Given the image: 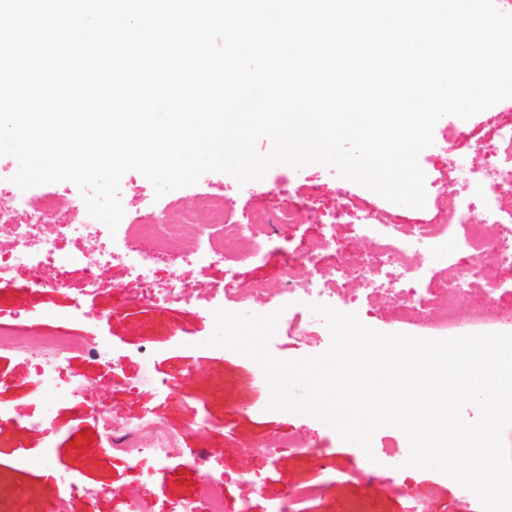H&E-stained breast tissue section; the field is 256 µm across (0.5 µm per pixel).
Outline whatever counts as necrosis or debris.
<instances>
[{
	"mask_svg": "<svg viewBox=\"0 0 512 512\" xmlns=\"http://www.w3.org/2000/svg\"><path fill=\"white\" fill-rule=\"evenodd\" d=\"M441 154L448 164L441 173V189L433 208L424 218H413L395 209L369 204L340 194L335 211L322 225L318 247L289 257L280 272L281 290L258 283L222 292L188 287L177 273L184 265L203 268L225 262L227 246L239 243L260 254L283 225L296 226L306 216L304 204L292 201L287 209L270 206L258 195L246 216L229 218L222 197L209 195L188 205L170 209L162 216L146 215L140 224V240L112 251L80 253L79 265L86 293H96L100 269L114 261L123 263L128 280L116 291L128 301L152 304H200L205 316L214 310L247 308L264 299L287 307L291 316L288 333L327 346L331 335L325 322L296 317L308 303L335 309H352L361 322L384 318L388 328L424 338H448L479 332H512V102L489 112L481 125L471 129L450 128ZM63 205L53 194L37 201V221L16 224L0 210V270L24 269L29 280L41 288L64 284L57 243L67 236H92L93 224H48L45 216ZM216 227L221 237L204 243L206 228ZM188 240L192 249L170 253L174 268L169 280L155 285L154 274L161 254L159 238ZM367 246L365 261L350 264L347 243ZM448 269L446 286L430 275L436 263ZM9 349L34 379L44 414L55 400L81 402L93 379L70 372L71 359L94 354L100 365L115 369L116 359L108 347L82 334L52 333L15 336L0 323V349ZM194 371L188 370L158 387L159 396L182 406L189 414V427L199 426L203 411L190 386ZM43 416L29 419L27 429L45 432ZM99 452L131 454L140 468L136 482L113 490L124 512H226L224 474L209 466L212 449H198L194 468L197 484L191 496L159 502L146 492L153 471L183 453L182 433L158 422L152 412L117 423L111 410L99 413ZM104 488L84 485L67 493L44 496L41 487L28 491L36 499L35 512H79L81 504L104 495Z\"/></svg>",
	"mask_w": 512,
	"mask_h": 512,
	"instance_id": "obj_1",
	"label": "necrosis or debris"
}]
</instances>
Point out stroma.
<instances>
[{
  "mask_svg": "<svg viewBox=\"0 0 512 512\" xmlns=\"http://www.w3.org/2000/svg\"><path fill=\"white\" fill-rule=\"evenodd\" d=\"M340 190L374 204L381 201L376 193L341 178L336 169L319 164L300 169L279 164L263 179L243 186L228 174L210 172L197 184L160 198L155 197L151 183L144 176L130 171L123 175L120 183L119 198L124 210L121 222L124 233H131L145 213L189 203L198 193L223 197L225 208L237 214L243 213L253 195L259 193L268 194L274 206H287L292 198L304 201L308 206L306 223L281 231L282 239L291 243V252H283L273 245L254 257L244 248L230 265L217 264L203 273L190 266L181 269L187 280L201 277L215 288L247 289L258 281L274 287L289 253L300 254L317 244L320 224L335 208L336 193ZM126 278L123 265L111 263L103 271L105 291L86 295L82 292L80 274L74 269L70 270L65 286L55 290L33 288L13 270L0 272L1 322L12 325L22 334L87 331L107 340L115 356L122 360L117 372L121 379L117 382L93 357L82 355L73 360L72 369L93 378L95 385L83 404L68 400L55 403L47 422L53 432L51 438L29 432L15 421L0 422V480L13 479L21 488L42 483L39 468L20 473L12 469L11 463L21 454L32 459L49 454L62 479L74 477L78 482L106 488V495L87 505L86 512H121V503L112 499L110 492L137 479L139 471L130 459L98 453L94 418L105 406L111 407L115 415L132 418L147 402L169 427L183 428L186 415L156 396L155 389L163 380L194 366L203 372L195 390L205 402V420L196 433L186 438L182 458L157 472L149 486L154 497L163 500L191 495L196 486L191 451L210 448L214 451L213 466L230 476L224 486V497L230 512H236L249 495L248 486L239 481L243 448L278 441L288 430L297 429L335 455L337 472L346 482L344 494L320 503L319 512H351L356 506L364 512H398L399 502L367 486L354 473L357 445L341 440L333 429L314 417L269 409L270 390L254 361L231 350L221 352L202 346V339L212 335L214 325L203 316L198 305L123 308L119 295L108 293L107 288ZM224 376L232 381L236 378L254 381L261 390L260 398L250 400L239 396L232 383L221 384ZM0 377L6 381L5 386L0 387L1 406H23L30 415L40 414L41 404L33 385L26 381L24 370L6 352L0 354ZM126 378L138 382L140 398L133 399L125 393L122 381ZM391 478L394 485L407 492L422 484L438 486L439 493L431 502L432 512H451L459 497L457 482L433 470L397 469L392 471Z\"/></svg>",
  "mask_w": 512,
  "mask_h": 512,
  "instance_id": "stroma-1",
  "label": "stroma"
}]
</instances>
